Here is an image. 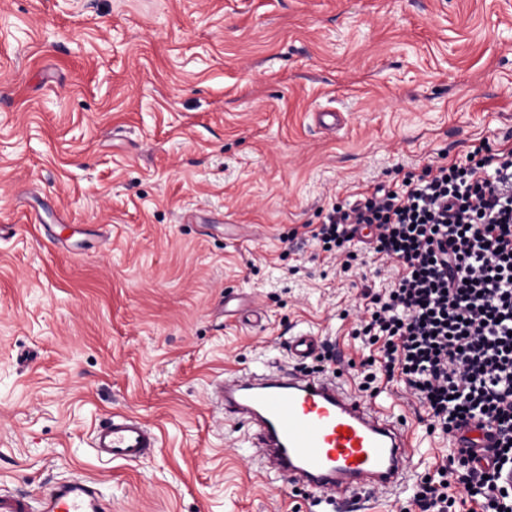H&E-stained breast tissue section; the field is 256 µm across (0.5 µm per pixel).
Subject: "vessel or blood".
Listing matches in <instances>:
<instances>
[{
  "label": "vessel or blood",
  "instance_id": "1",
  "mask_svg": "<svg viewBox=\"0 0 512 512\" xmlns=\"http://www.w3.org/2000/svg\"><path fill=\"white\" fill-rule=\"evenodd\" d=\"M320 337H289L288 357L303 362L322 350ZM212 402L254 428L266 476L312 492L319 512H359L369 491L403 489L411 471V438L399 416L346 389L330 374L279 367L216 381ZM156 431L129 411L113 412L92 447L104 462L139 461L159 448ZM104 494L83 478L42 492L0 487V512H108Z\"/></svg>",
  "mask_w": 512,
  "mask_h": 512
}]
</instances>
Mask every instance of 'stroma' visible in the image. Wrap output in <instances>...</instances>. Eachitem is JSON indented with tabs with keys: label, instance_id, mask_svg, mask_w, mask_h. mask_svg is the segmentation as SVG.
Wrapping results in <instances>:
<instances>
[{
	"label": "stroma",
	"instance_id": "35a3bbf8",
	"mask_svg": "<svg viewBox=\"0 0 512 512\" xmlns=\"http://www.w3.org/2000/svg\"><path fill=\"white\" fill-rule=\"evenodd\" d=\"M477 138L512 145V0H0V486L311 512L211 384L287 364L307 331L359 391L361 291L388 282L288 237ZM375 401L406 422L413 477L435 474L448 440L413 395ZM116 409L158 428L153 456L97 459Z\"/></svg>",
	"mask_w": 512,
	"mask_h": 512
}]
</instances>
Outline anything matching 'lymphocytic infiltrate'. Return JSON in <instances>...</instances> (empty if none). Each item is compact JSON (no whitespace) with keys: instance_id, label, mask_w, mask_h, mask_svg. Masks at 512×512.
Here are the masks:
<instances>
[{"instance_id":"1","label":"lymphocytic infiltrate","mask_w":512,"mask_h":512,"mask_svg":"<svg viewBox=\"0 0 512 512\" xmlns=\"http://www.w3.org/2000/svg\"><path fill=\"white\" fill-rule=\"evenodd\" d=\"M363 224L394 278L361 291L368 317L354 334L381 357L361 388L402 385L450 444L436 474L413 485V506L453 512V477L480 512H512V146L474 141L466 159L427 163L397 189L332 208L310 234L340 274ZM473 428L490 432L478 453L458 445Z\"/></svg>"}]
</instances>
